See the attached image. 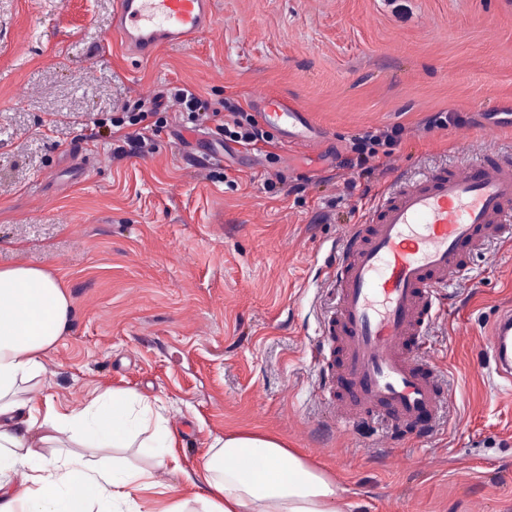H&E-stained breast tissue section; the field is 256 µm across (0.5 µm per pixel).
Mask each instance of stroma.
<instances>
[{
  "label": "stroma",
  "mask_w": 512,
  "mask_h": 512,
  "mask_svg": "<svg viewBox=\"0 0 512 512\" xmlns=\"http://www.w3.org/2000/svg\"><path fill=\"white\" fill-rule=\"evenodd\" d=\"M114 0H0V268L54 276L70 326L44 359L59 411L94 387L160 399L176 438L157 479L212 440L275 436L351 512H512V381L483 337L512 302V243L467 253L427 357L454 398L432 437L372 416L338 426L325 265L400 176L512 155V0H214L193 46L144 61L112 38ZM187 86L210 111L288 98L307 141L221 143L152 113ZM458 112L460 129H427ZM149 144L121 157L125 134ZM400 129L358 165L354 145Z\"/></svg>",
  "instance_id": "35a3bbf8"
}]
</instances>
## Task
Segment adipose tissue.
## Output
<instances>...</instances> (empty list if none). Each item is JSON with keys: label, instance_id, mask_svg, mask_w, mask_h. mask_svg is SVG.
I'll list each match as a JSON object with an SVG mask.
<instances>
[{"label": "adipose tissue", "instance_id": "obj_1", "mask_svg": "<svg viewBox=\"0 0 512 512\" xmlns=\"http://www.w3.org/2000/svg\"><path fill=\"white\" fill-rule=\"evenodd\" d=\"M71 302L43 269H0V512H140L136 497L159 488L153 470L112 463L140 446L164 466L174 438L156 402L133 390L97 388L78 412L51 394L35 405L25 383L43 384V357L70 325ZM93 449L92 465L82 455ZM206 493L173 499L165 512H343L341 489L275 437L215 438L201 465Z\"/></svg>", "mask_w": 512, "mask_h": 512}]
</instances>
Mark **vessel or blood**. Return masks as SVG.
Returning <instances> with one entry per match:
<instances>
[{
	"label": "vessel or blood",
	"mask_w": 512,
	"mask_h": 512,
	"mask_svg": "<svg viewBox=\"0 0 512 512\" xmlns=\"http://www.w3.org/2000/svg\"><path fill=\"white\" fill-rule=\"evenodd\" d=\"M213 20V0H115L113 32L143 60L162 47L188 45ZM286 145L305 117L284 99L264 102ZM512 241V158H476L418 172L393 185L363 223L344 234L328 267L336 311L325 327L338 354L336 379L347 386L336 421L381 414L415 425L445 416L450 399L430 369L425 338L434 304L460 274L463 251ZM496 370L512 377V307H502L486 336Z\"/></svg>",
	"instance_id": "obj_1"
}]
</instances>
